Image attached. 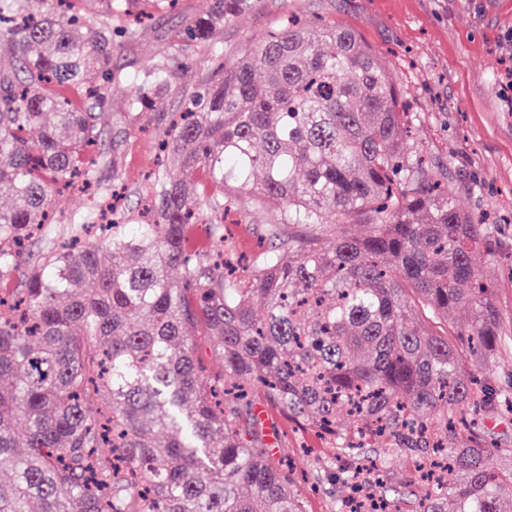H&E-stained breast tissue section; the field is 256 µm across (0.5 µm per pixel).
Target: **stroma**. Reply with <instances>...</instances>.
I'll return each mask as SVG.
<instances>
[{"instance_id": "35a3bbf8", "label": "stroma", "mask_w": 512, "mask_h": 512, "mask_svg": "<svg viewBox=\"0 0 512 512\" xmlns=\"http://www.w3.org/2000/svg\"><path fill=\"white\" fill-rule=\"evenodd\" d=\"M207 0H182L181 9L155 10L148 33L116 50L118 63L140 69L170 53L187 14ZM295 15L308 25L327 20L357 31L390 70L412 111L421 115L408 143L422 149L434 171L470 214L490 213L498 224L486 271L495 283L502 333L512 338V51L502 38L512 31V0H261L226 26L227 55L281 28ZM206 45L182 52L163 111L182 106L183 87L202 72ZM154 127L132 134L120 148L136 204L135 188L154 164Z\"/></svg>"}]
</instances>
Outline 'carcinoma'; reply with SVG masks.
<instances>
[{"label": "carcinoma", "instance_id": "cac0c4a2", "mask_svg": "<svg viewBox=\"0 0 512 512\" xmlns=\"http://www.w3.org/2000/svg\"><path fill=\"white\" fill-rule=\"evenodd\" d=\"M176 0H0V512H310L262 403L342 457L333 512H512V448L473 416L509 392L494 286L473 262L492 224L404 144L415 115L352 28L288 26L214 65L159 112L175 57L114 65L115 21ZM255 7L210 0L177 49ZM134 83L124 111L104 106ZM162 128L144 204L59 223L61 190L123 179L119 148ZM112 129V152L87 151ZM264 215L245 270L226 224ZM216 358L200 359L201 345ZM496 457L494 466L485 463ZM403 457L410 477L394 487Z\"/></svg>", "mask_w": 512, "mask_h": 512}]
</instances>
